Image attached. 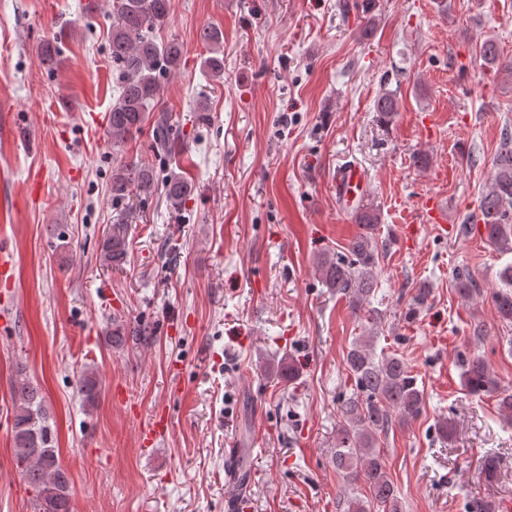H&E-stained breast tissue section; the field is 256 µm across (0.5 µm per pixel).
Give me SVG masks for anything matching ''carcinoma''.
I'll return each instance as SVG.
<instances>
[{"label":"carcinoma","instance_id":"1","mask_svg":"<svg viewBox=\"0 0 512 512\" xmlns=\"http://www.w3.org/2000/svg\"><path fill=\"white\" fill-rule=\"evenodd\" d=\"M112 31L110 51L112 78L118 95L109 112L108 135L119 147L142 130L149 113L155 111L163 84L179 69L183 46L177 36L159 42L156 33L168 23L172 0H110ZM200 40L208 47L203 64L215 80L224 75L222 34L205 28ZM483 65L512 82V61H504L494 38L479 46ZM396 94L380 93L375 110L388 123L398 112ZM166 113L156 118L154 147L170 153L177 147ZM493 174L479 210L484 240L501 253L512 252V132L505 129L495 153ZM155 181L146 167L125 164L112 171V197L123 201L132 195L153 192ZM166 196L175 208L182 207L192 193L190 181L173 175L164 184ZM360 232L351 240L348 256L326 254L320 261L326 286L349 298L356 310L374 294L378 252L373 232L379 213L360 208L354 213ZM126 255L125 237L119 232L103 244V258L118 264ZM493 304L501 321L512 323V264L504 268L501 286L493 293ZM345 364L352 381V393L340 402L343 418L338 429L333 462L336 471L350 485L344 506L346 512H401V503L387 472L386 457L377 448L379 434L392 425L396 413L404 422L420 417L424 394L417 387L407 363L396 352H377L373 333L356 339L346 354ZM462 381L474 395L498 390V382L487 361L480 355H460ZM85 401L92 405L98 393L97 379L85 373L79 380ZM15 413L12 437L17 467L39 503L38 512H71L69 481L58 460L57 434L49 422L39 389L28 379L14 381Z\"/></svg>","mask_w":512,"mask_h":512}]
</instances>
